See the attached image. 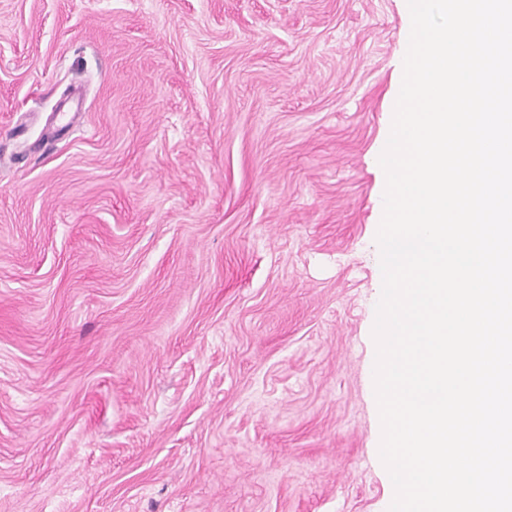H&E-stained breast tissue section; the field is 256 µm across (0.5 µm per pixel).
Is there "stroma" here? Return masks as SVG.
I'll list each match as a JSON object with an SVG mask.
<instances>
[{"label": "stroma", "mask_w": 512, "mask_h": 512, "mask_svg": "<svg viewBox=\"0 0 512 512\" xmlns=\"http://www.w3.org/2000/svg\"><path fill=\"white\" fill-rule=\"evenodd\" d=\"M404 16L0 0V512H388Z\"/></svg>", "instance_id": "1"}]
</instances>
